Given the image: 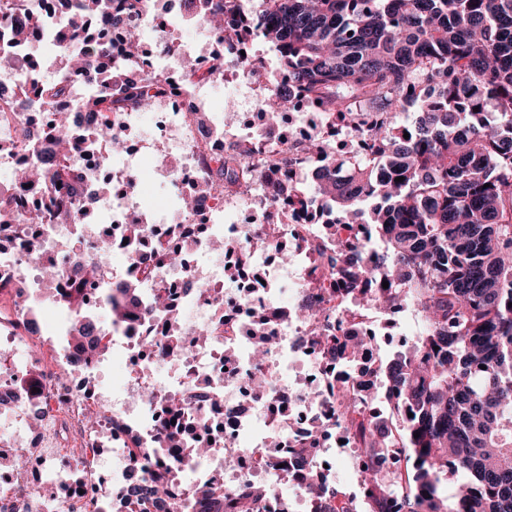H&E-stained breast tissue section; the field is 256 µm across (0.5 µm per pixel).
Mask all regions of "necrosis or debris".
Wrapping results in <instances>:
<instances>
[{
  "label": "necrosis or debris",
  "instance_id": "4bbe7bcc",
  "mask_svg": "<svg viewBox=\"0 0 512 512\" xmlns=\"http://www.w3.org/2000/svg\"><path fill=\"white\" fill-rule=\"evenodd\" d=\"M70 20L50 19L32 42L10 44L16 66L0 73V96L18 95L31 72L44 68V53L61 46ZM162 27L145 45L131 79L142 80L156 60H167L170 77H182L183 64H203L205 52L171 42ZM136 113L124 112L112 121L114 137L126 150L109 153L108 140L97 138L95 125L76 115V134L92 139L84 154L72 161V195L84 200L96 195L112 221L86 225L90 243L107 238L120 265L109 267L96 287L84 289V312L101 304V289L121 294L129 279L141 289L131 304L132 316L97 332L98 355L81 356L65 335L45 350L37 345L44 325L31 321L38 306L58 308L65 296V280L45 286L40 272L73 233L70 224L26 223L22 209L4 215L14 244L0 251V284L6 304H0V421L11 433L0 441V512H131V470L150 478L160 459L154 443L166 433L162 409L168 394L182 402L184 417L179 440L186 448H203L202 458L168 459L172 495L170 512H213L200 488L224 484L223 512H236V497L258 485H269L255 512H291L302 497L307 470L299 464L298 449L314 447V464L330 477L337 459L352 470L361 467L356 445L337 424L339 391L351 389L365 413H379L381 383L377 375L382 354L376 338L378 309H366L336 291L329 270L318 260L321 228L303 217L284 224L261 223L272 205L249 183L237 191L217 195L204 191L205 160L223 157L228 146L206 108L201 87L167 89L158 99L147 141L134 134ZM36 100L26 111L0 122V135L26 127L32 132L27 151L0 154V164L18 168L45 157L51 150L38 135ZM164 170H176L183 195L194 197L192 210L141 206L136 173L144 157ZM139 233L127 246L129 225ZM270 233L293 243V258L282 263L275 248L253 253L261 282L249 288H229L224 272L233 268L247 238ZM179 250V264L164 255ZM321 283V298H333L330 318L316 325L297 314L308 298L309 281ZM206 285L208 293L197 290ZM287 306H280L281 293ZM164 294L169 306L157 308L155 295ZM266 320L272 352L257 360L251 336L256 316ZM330 327L338 342L353 337L364 344L361 356L345 365L336 352L313 343L312 327ZM125 353L127 369L118 384L103 390L97 375L108 354ZM27 464L18 469L16 457ZM298 492L297 500L282 493L283 486Z\"/></svg>",
  "mask_w": 512,
  "mask_h": 512
}]
</instances>
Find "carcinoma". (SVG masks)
<instances>
[{"mask_svg": "<svg viewBox=\"0 0 512 512\" xmlns=\"http://www.w3.org/2000/svg\"><path fill=\"white\" fill-rule=\"evenodd\" d=\"M26 0H0V19L19 41L37 28ZM158 0H54L76 18L60 75L32 77L33 94L49 119L40 137L54 152L14 173L18 194L0 196V209L26 205L41 186L54 194L28 210L33 224L81 221V206L65 193L72 158L84 150L71 113L84 112L111 139L109 115L155 105L167 86L161 71L149 81L112 79L140 57L143 32L124 30L115 46L107 28L112 7L135 15ZM180 0L192 21L222 30L239 44L255 39L276 51L280 76L260 60L237 55L234 67L264 92L267 121L280 124L295 108L279 77L294 84L329 119L367 130L368 152L353 159L310 135L302 151L322 166L314 179L290 187L264 186L267 197L305 212L319 209L325 225L357 224L361 205L376 201L367 238L384 239L368 260L363 244L345 254L347 293L360 307L417 308L423 320L412 345L382 357L388 387L385 414L363 413L357 395L337 397L338 421L351 432L363 466L359 493L311 472L306 490L315 512H512V0ZM196 83L224 77V49L209 69L187 63ZM91 80L97 90L75 102L70 84ZM409 138H404V134ZM288 151L258 157L250 144L230 147L209 169L208 186L223 191L263 168L286 167ZM387 170L386 177L377 171ZM403 181L397 182L395 178ZM373 281L375 288L364 284ZM388 288H382L383 282ZM84 285L70 286L62 321L77 343L96 324L82 315ZM419 437H414V434ZM396 454L403 465L385 471ZM460 481L448 491V480ZM274 491L258 487L241 497L239 512Z\"/></svg>", "mask_w": 512, "mask_h": 512, "instance_id": "carcinoma-1", "label": "carcinoma"}]
</instances>
